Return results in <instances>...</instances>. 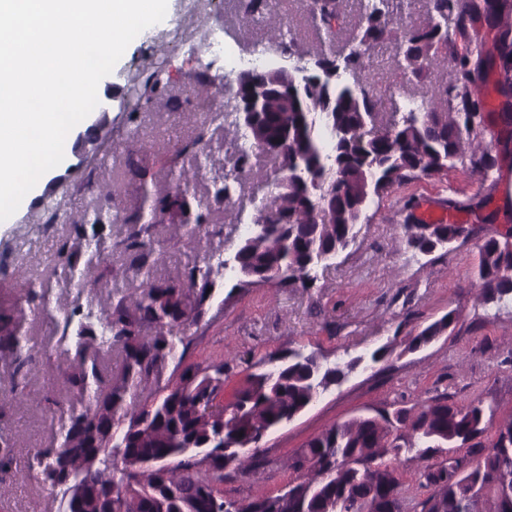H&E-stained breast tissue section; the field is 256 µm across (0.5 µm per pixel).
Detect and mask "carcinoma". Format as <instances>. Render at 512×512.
Here are the masks:
<instances>
[{"label": "carcinoma", "mask_w": 512, "mask_h": 512, "mask_svg": "<svg viewBox=\"0 0 512 512\" xmlns=\"http://www.w3.org/2000/svg\"><path fill=\"white\" fill-rule=\"evenodd\" d=\"M358 23L351 30L347 50L320 51L314 65H332L353 74V82L336 79L326 90L309 81L292 95L282 89L278 67L252 71L237 84L236 111L251 112L250 94L264 90L261 105L243 124L255 148L275 161V174L295 167L319 177L330 176L321 192H307L288 183L266 199L254 223L269 226L262 239L244 237L239 247L242 281L247 288L277 269L285 273L283 286L309 287L315 271L340 257L355 242L359 225L369 222L368 212L394 185L415 177H432L462 170L487 181L498 158L480 146L485 130L483 89L479 84L482 60L469 67L467 54L456 52L449 31L465 37L473 19L486 13L499 37V82L503 95L512 92V4L508 0H428L430 17L410 25L391 0H358ZM252 18L271 14L270 0H247ZM336 13V0H322L312 19L325 26ZM453 29H448V26ZM400 33L395 70L403 80L417 75L427 62L450 61L457 75L450 85L428 88L415 110L380 124L377 99L362 78L366 54ZM269 41L280 46L296 42L294 26L276 22ZM166 89L152 73L134 86L137 100L151 101ZM210 147L205 125L186 138L160 164L137 154L125 158L124 179L104 190L120 195L125 185L142 191L140 206L110 214L102 210L68 218L80 236L86 225H128L121 249L143 271L141 291L135 296L108 287L104 273L112 255L92 254L82 276V288H108L99 304L97 323L87 322L82 306L67 315L59 341H74L78 362L65 373L72 398L45 396L58 417L53 441L39 448L28 462L43 482L62 491L64 512H235L236 500L218 486L229 477L249 478L268 464L256 446L262 433L280 427L310 408L318 396L339 384L364 360L379 362L383 349L370 357H354L332 364L315 354L290 350L272 356L274 366L247 375L233 403L206 412L224 387V360L189 364L178 380L142 399L134 389L157 380L177 345H186L187 330L212 297V268L200 264L196 253L201 233L224 212V202L242 189L235 176L215 179L205 197L191 188L194 161ZM171 176L174 187L152 194L148 183L159 173ZM167 220L180 224L177 241L186 249L181 275L161 280L153 275L160 242L151 226ZM462 224H406V245L423 254L447 249L457 242ZM475 273L483 303L512 299V232L484 239L479 245ZM46 285L41 278L27 283V303L46 307ZM193 289L196 304L188 307L185 290ZM0 313V349L13 356L7 398L22 402L33 371L47 350L22 342L15 314ZM456 319L451 310L410 337L407 349H418L440 336ZM155 334L141 335L144 325ZM121 355L117 370L107 366L112 352ZM94 390L89 405L78 397ZM394 420L384 416H356L337 423L310 439L300 453L288 459L294 475L292 493L270 491L249 498L247 512H357L356 503L370 504L369 512H512V418L504 420L489 439L487 453L475 439L482 437L495 409L473 402L459 406L448 399L420 405L411 416L395 410ZM248 447L245 453L239 452ZM452 448L469 449V458L450 456L426 466L422 477L430 488L427 497L409 510L398 469L384 461L412 453L420 460L443 455ZM118 492L107 501L104 487Z\"/></svg>", "instance_id": "carcinoma-1"}]
</instances>
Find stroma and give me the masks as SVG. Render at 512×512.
Here are the masks:
<instances>
[{
  "mask_svg": "<svg viewBox=\"0 0 512 512\" xmlns=\"http://www.w3.org/2000/svg\"><path fill=\"white\" fill-rule=\"evenodd\" d=\"M277 17L292 20L310 51L337 48L357 18V0H340L339 16L331 29L316 28L311 19L310 0H272ZM168 15L175 23L169 32L147 29L127 47L112 73L100 82L102 94L111 96L110 125L106 132L85 133L90 151L89 166L68 156L57 175V196L69 213L96 206L108 208L88 184L115 179L122 171L123 157L131 147L147 151L174 148L190 135L206 113L187 119L167 103L177 97L190 102L202 77H220L225 87H236L237 75L221 72L218 62L207 56L191 57L186 43L198 26H224L225 48L245 50L266 42L267 25L244 17L239 0H169ZM393 44L377 46L366 72L383 117L410 95H421L429 86L451 82L453 65L435 69L422 67L418 77L403 81L392 66ZM160 71L169 85L163 98L137 111L125 110L132 96V79ZM484 93L492 115L484 141L498 155L493 178L481 182L468 174L452 171L422 177L393 186L379 206L371 208L369 223L361 225L355 244L335 264L319 268L310 288L270 285L234 288L223 275H216L217 288L203 314L188 331L189 343L177 347L162 384L174 383L178 363H201L224 356L234 349L237 357L225 369L224 390L219 405L230 404L247 374L260 360L302 348L316 352L326 362L386 347L385 359L374 368L357 370L341 385L331 387L317 402L293 421L267 432L259 446L270 464L248 480L233 478L223 485L225 496L242 499L284 485L289 472L284 461L297 454L312 437L336 423L379 409L414 408L422 402L447 397L462 406L480 400L495 406L497 419L512 416V302L484 304L472 275L484 238L512 225V148L503 143L512 129L494 117L501 100L497 69L482 71ZM253 171L243 181L236 205L224 208V222L203 235L201 254L231 251L239 240L236 221L240 210H252L256 199L274 191L268 174L274 167L264 154L252 159ZM459 201L460 223L472 230L467 240L450 251L429 256L414 254L404 241V225L414 223L419 212L447 208ZM50 209H19L13 223H0V306L23 305L21 332L52 353V364L34 372L30 396L22 405L0 409V442L11 441L13 472L0 474V512H59L62 494L43 483L40 475L27 469L35 449L48 447L57 418L45 409L42 398L63 393V371L74 367L73 354L59 344L58 325L73 303L96 306L97 298L82 290L77 280L54 274L56 249L66 243L77 266H84L96 250L112 254V280L125 292H137L141 278L129 258L114 253L115 243L125 235L121 224H107L96 237L67 236L65 227L50 223ZM48 280L49 310L26 305V284L31 275ZM457 320L434 343L414 352L404 349L408 333L420 331L448 311Z\"/></svg>",
  "mask_w": 512,
  "mask_h": 512,
  "instance_id": "obj_1",
  "label": "stroma"
}]
</instances>
